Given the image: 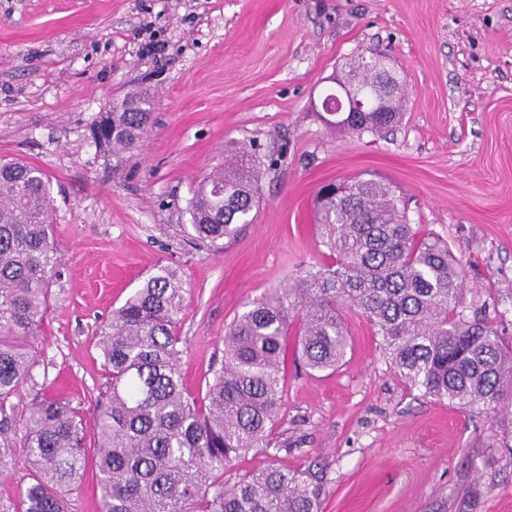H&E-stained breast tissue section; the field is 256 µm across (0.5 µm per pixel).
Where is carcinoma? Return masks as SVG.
<instances>
[{"instance_id": "cac0c4a2", "label": "carcinoma", "mask_w": 512, "mask_h": 512, "mask_svg": "<svg viewBox=\"0 0 512 512\" xmlns=\"http://www.w3.org/2000/svg\"><path fill=\"white\" fill-rule=\"evenodd\" d=\"M364 49L333 77L377 95ZM401 97L386 112H343L331 127L386 136L400 121ZM148 94L110 105L89 128L103 151L133 152L152 119ZM224 170L203 177L189 201L191 228L212 244L231 239L259 200L261 160L235 143ZM53 197L38 167L0 159V473L27 471L0 512H68L83 482L84 437L92 429L100 512H321L328 478L270 462L224 482V469L269 448L284 401L288 362L308 373L334 370L350 348L347 311L362 315L392 363L421 396L497 413L512 403V342L463 307L459 264L448 244L409 224L387 181L354 176L328 182L314 206L322 262L288 288L256 298L227 327L224 355L205 393L187 392L179 313L183 283L167 266L112 311L97 348L105 400L88 424L70 403L39 392L23 414L13 399L36 386V348L60 263L50 234ZM22 429L14 441L16 429Z\"/></svg>"}]
</instances>
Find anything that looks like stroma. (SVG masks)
Masks as SVG:
<instances>
[{"label":"stroma","instance_id":"1","mask_svg":"<svg viewBox=\"0 0 512 512\" xmlns=\"http://www.w3.org/2000/svg\"><path fill=\"white\" fill-rule=\"evenodd\" d=\"M404 81L393 135L356 137L315 110L364 48ZM146 91L154 121L122 157L88 128ZM273 158L252 223L200 240L187 205L230 143ZM0 158L53 184L50 281L39 359L91 420L107 378L96 347L153 269L186 289L180 370L191 394L249 299L320 263L314 196L360 174L393 183L413 228L458 259L468 316L512 339V0H0ZM334 371L288 370L276 447L238 458L326 466L322 512H512V407L486 414L411 389L355 312Z\"/></svg>","mask_w":512,"mask_h":512}]
</instances>
